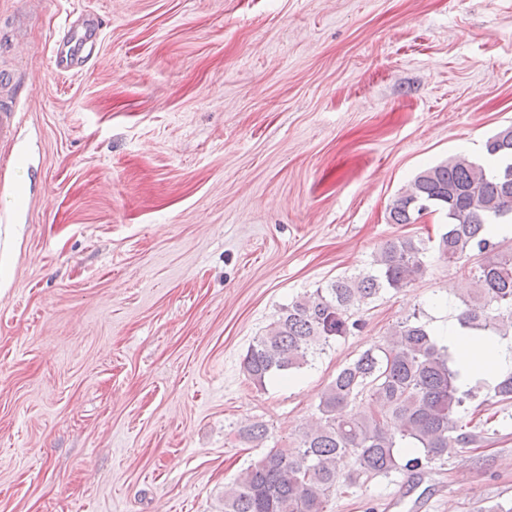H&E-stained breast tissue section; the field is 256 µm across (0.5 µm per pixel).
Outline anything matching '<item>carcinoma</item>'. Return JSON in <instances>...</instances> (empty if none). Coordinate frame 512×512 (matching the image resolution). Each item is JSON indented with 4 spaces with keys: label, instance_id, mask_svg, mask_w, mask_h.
<instances>
[{
    "label": "carcinoma",
    "instance_id": "carcinoma-1",
    "mask_svg": "<svg viewBox=\"0 0 512 512\" xmlns=\"http://www.w3.org/2000/svg\"><path fill=\"white\" fill-rule=\"evenodd\" d=\"M485 166L455 156L421 171L392 203L393 224H414L435 209L445 212L448 230L439 253L448 262L479 260L468 275L479 283L459 296L458 324L474 336L512 334V248L503 249L491 231L512 222V125L490 136ZM421 239L388 241L375 269L340 276L281 308L266 332L249 346L243 367L251 382L289 378L312 365L332 341L360 327V307L382 294L408 287L427 272ZM460 361L438 343L413 311L384 343L341 366L324 391L319 421L288 448H272L224 486V512H329L336 488L359 485L364 477L415 471L476 441L464 432L488 423V402H512V371L482 393L459 384ZM361 400L364 409L355 408ZM239 437L260 448L265 425L246 424Z\"/></svg>",
    "mask_w": 512,
    "mask_h": 512
}]
</instances>
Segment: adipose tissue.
<instances>
[{"mask_svg":"<svg viewBox=\"0 0 512 512\" xmlns=\"http://www.w3.org/2000/svg\"><path fill=\"white\" fill-rule=\"evenodd\" d=\"M440 340L457 351L464 368L460 379L462 387L476 383H495L512 370V339H484L465 333L457 323L449 322L437 330Z\"/></svg>","mask_w":512,"mask_h":512,"instance_id":"1","label":"adipose tissue"}]
</instances>
